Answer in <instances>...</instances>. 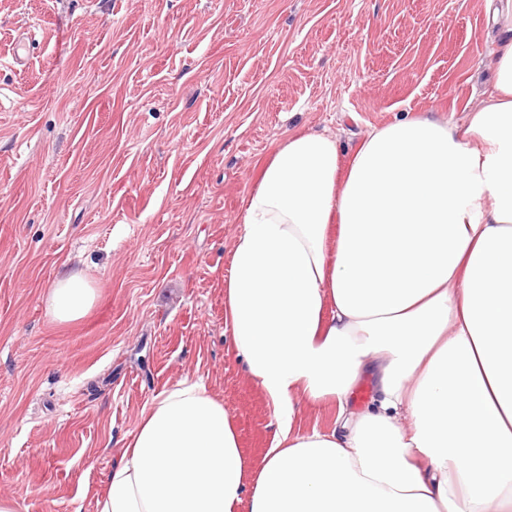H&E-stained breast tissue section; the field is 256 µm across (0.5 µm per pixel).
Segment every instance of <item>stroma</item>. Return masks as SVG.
<instances>
[{
	"instance_id": "35a3bbf8",
	"label": "stroma",
	"mask_w": 512,
	"mask_h": 512,
	"mask_svg": "<svg viewBox=\"0 0 512 512\" xmlns=\"http://www.w3.org/2000/svg\"><path fill=\"white\" fill-rule=\"evenodd\" d=\"M495 34L487 0H0V497L96 512L143 408L187 377L252 480L276 420L224 322L243 196L293 131L348 158L404 110L463 121ZM64 272L96 298L60 324ZM95 301V290L78 273L57 277L47 289L44 302L54 321L68 323L82 318Z\"/></svg>"
}]
</instances>
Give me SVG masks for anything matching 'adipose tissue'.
Returning <instances> with one entry per match:
<instances>
[{"mask_svg":"<svg viewBox=\"0 0 512 512\" xmlns=\"http://www.w3.org/2000/svg\"><path fill=\"white\" fill-rule=\"evenodd\" d=\"M496 19L465 123L403 116L346 164L334 135L292 132L244 196L224 320L277 421L252 484L223 402L186 378L97 512H512V6ZM94 301L77 273L44 296L60 323ZM303 398L334 427L295 432Z\"/></svg>","mask_w":512,"mask_h":512,"instance_id":"ef3b65f1","label":"adipose tissue"}]
</instances>
